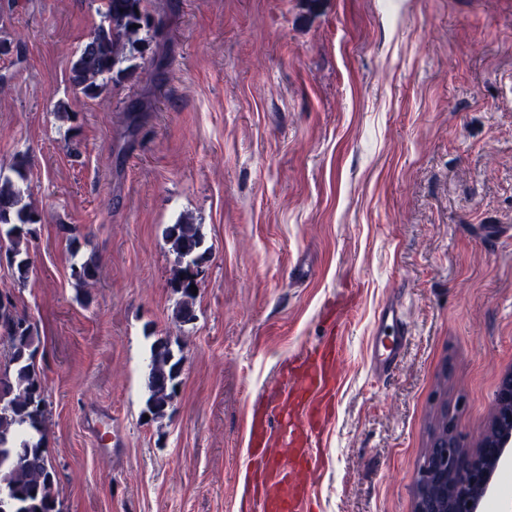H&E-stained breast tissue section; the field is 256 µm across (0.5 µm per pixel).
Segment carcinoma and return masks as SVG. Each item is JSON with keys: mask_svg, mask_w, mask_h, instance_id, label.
<instances>
[{"mask_svg": "<svg viewBox=\"0 0 512 512\" xmlns=\"http://www.w3.org/2000/svg\"><path fill=\"white\" fill-rule=\"evenodd\" d=\"M144 0H101L104 23L91 34L72 63V81L82 92L95 96L113 74L132 66L127 51L144 44L139 32L149 16ZM40 215L23 200L19 185L0 175V240L9 241L5 257L14 269L17 282L28 281L31 260L21 244L37 236ZM167 238L176 254L180 270L173 287L181 293L176 316L193 318L198 285L197 273L202 244L192 224H172ZM0 336L9 346L8 365L0 369V512H58L54 495L55 474L45 448L43 424L46 413L43 376L35 355L40 338L30 320L17 312L11 291L0 292ZM183 357L174 353L168 340L159 338L151 347L147 373L146 412L162 419L172 407L182 372Z\"/></svg>", "mask_w": 512, "mask_h": 512, "instance_id": "cac0c4a2", "label": "carcinoma"}]
</instances>
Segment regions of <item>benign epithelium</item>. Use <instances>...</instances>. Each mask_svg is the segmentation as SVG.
Here are the masks:
<instances>
[{
    "label": "benign epithelium",
    "mask_w": 512,
    "mask_h": 512,
    "mask_svg": "<svg viewBox=\"0 0 512 512\" xmlns=\"http://www.w3.org/2000/svg\"><path fill=\"white\" fill-rule=\"evenodd\" d=\"M493 419L500 432L466 448L448 427V439L434 440L417 473L415 512H480L492 470L512 454V370L500 378Z\"/></svg>",
    "instance_id": "benign-epithelium-1"
}]
</instances>
